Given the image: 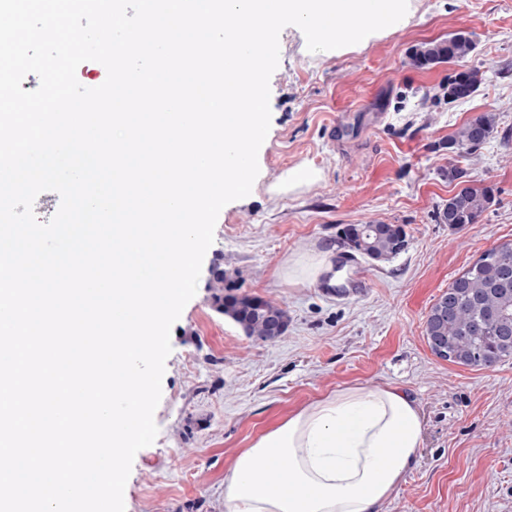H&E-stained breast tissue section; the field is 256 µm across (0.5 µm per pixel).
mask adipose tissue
<instances>
[{"label": "adipose tissue", "mask_w": 512, "mask_h": 512, "mask_svg": "<svg viewBox=\"0 0 512 512\" xmlns=\"http://www.w3.org/2000/svg\"><path fill=\"white\" fill-rule=\"evenodd\" d=\"M424 422L399 388L352 385L268 427L224 474V512H382L405 483Z\"/></svg>", "instance_id": "1"}]
</instances>
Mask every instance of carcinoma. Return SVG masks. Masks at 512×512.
Instances as JSON below:
<instances>
[{
  "instance_id": "1",
  "label": "carcinoma",
  "mask_w": 512,
  "mask_h": 512,
  "mask_svg": "<svg viewBox=\"0 0 512 512\" xmlns=\"http://www.w3.org/2000/svg\"><path fill=\"white\" fill-rule=\"evenodd\" d=\"M475 50V43L466 32H456L448 38L427 43L412 55L419 68L441 62L464 63ZM483 81L477 68L465 69L448 77V100H461L458 87L463 84L472 95ZM496 113L482 112L448 135V183L469 177L459 160L475 154L497 132ZM492 189L466 185L448 198L439 212L442 223L450 226L474 224L493 203ZM350 224L343 229L349 247L365 245L378 261H389L400 251L397 244L407 243V233L401 224ZM212 308L227 315L242 326L246 334L270 341L267 313L286 316L276 303L260 297L225 293L212 295ZM512 326V243L495 245L485 251L456 277L448 290L431 306L425 322L427 343L435 338L448 348V361L471 369L493 367L512 358V336L502 335V328Z\"/></svg>"
}]
</instances>
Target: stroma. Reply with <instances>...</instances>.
Instances as JSON below:
<instances>
[{
	"mask_svg": "<svg viewBox=\"0 0 512 512\" xmlns=\"http://www.w3.org/2000/svg\"><path fill=\"white\" fill-rule=\"evenodd\" d=\"M403 28L346 52H309L293 26L279 36L270 79V129L247 197L217 218L195 296L170 335L158 435L134 457L128 512H224V473L267 427L339 388L392 385L425 415L418 462L383 512H512V360L471 369L436 358L424 326L435 300L484 250L512 241V0H412ZM473 35L470 63L485 81L451 102L456 63L411 64L415 48L449 33ZM499 137L463 161L491 187L477 223L452 228L438 213L455 191L448 136L480 112ZM318 172L308 186L272 193L289 169ZM404 225L409 245L388 262L361 259L364 288L339 298L294 285L289 258L323 246L347 253L342 230ZM224 286L288 312L273 342L246 336L211 307L215 264Z\"/></svg>",
	"mask_w": 512,
	"mask_h": 512,
	"instance_id": "35a3bbf8",
	"label": "stroma"
}]
</instances>
